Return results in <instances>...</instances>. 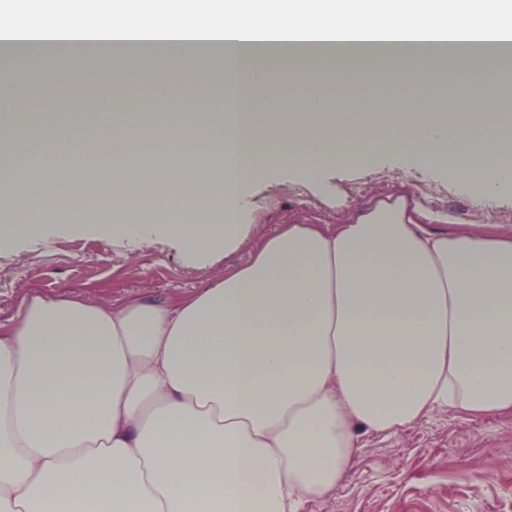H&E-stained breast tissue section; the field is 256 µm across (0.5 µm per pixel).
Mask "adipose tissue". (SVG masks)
<instances>
[{
	"mask_svg": "<svg viewBox=\"0 0 512 512\" xmlns=\"http://www.w3.org/2000/svg\"><path fill=\"white\" fill-rule=\"evenodd\" d=\"M179 21L138 58L162 57L164 78H222L233 65L231 107L93 123L55 110L38 124L0 125L21 137L0 156V248L38 236L29 215L114 202L85 225L137 246L171 239L204 259L252 246L249 261L190 294L151 300L37 293L0 323V512H300L331 494L360 433L409 429L436 411L468 418L512 411V230L450 228L448 215L392 194L339 224L247 223L248 185L292 167L308 182L367 165L380 145L427 171L500 195L512 174L501 97L455 72L467 111H435L419 94L401 111L358 95L342 111L286 99L295 43L324 44L315 72L357 89L356 62L388 85L433 81L439 57L499 71L481 49L512 36V0H168ZM145 0L0 16V30L129 57L113 32L145 30ZM287 14L285 29L267 27ZM43 53L0 55V107L24 109L11 79ZM167 147L165 165H134V146ZM220 148L223 162L209 157ZM38 189L21 187V165ZM152 199L143 223L138 197ZM195 202L190 223H169L173 198ZM224 203L216 220L207 202Z\"/></svg>",
	"mask_w": 512,
	"mask_h": 512,
	"instance_id": "ef3b65f1",
	"label": "adipose tissue"
}]
</instances>
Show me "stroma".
I'll return each instance as SVG.
<instances>
[{
    "label": "stroma",
    "instance_id": "35a3bbf8",
    "mask_svg": "<svg viewBox=\"0 0 512 512\" xmlns=\"http://www.w3.org/2000/svg\"><path fill=\"white\" fill-rule=\"evenodd\" d=\"M120 94L130 111L148 99L180 110L223 100L224 87L218 82L137 81L121 87ZM371 154L367 168L328 171L319 187L294 169L277 171L247 192L252 223L264 234L295 221L333 224L389 194L405 193L461 225L482 230L494 220L512 229V185L490 200L422 168L403 167L381 149ZM247 258L241 250L193 264L167 241L133 250L108 235L59 228L0 248V322L16 315L33 292L162 300L188 293ZM302 512H512V413L465 419L437 412L399 433L363 435L336 490L307 502Z\"/></svg>",
    "mask_w": 512,
    "mask_h": 512
}]
</instances>
